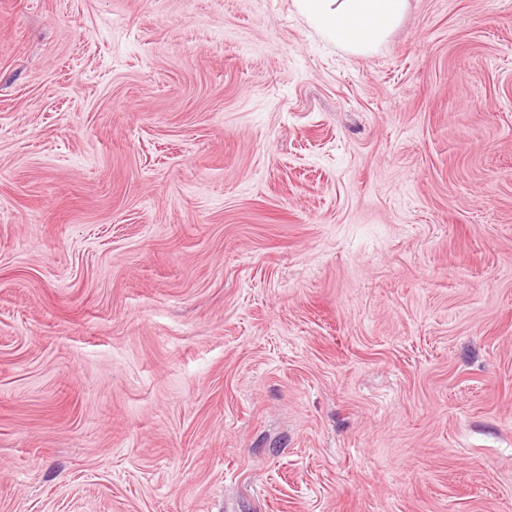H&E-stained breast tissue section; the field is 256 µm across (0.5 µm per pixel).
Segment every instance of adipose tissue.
Instances as JSON below:
<instances>
[{"label":"adipose tissue","mask_w":512,"mask_h":512,"mask_svg":"<svg viewBox=\"0 0 512 512\" xmlns=\"http://www.w3.org/2000/svg\"><path fill=\"white\" fill-rule=\"evenodd\" d=\"M325 37L356 52L375 49L400 16L405 0H295Z\"/></svg>","instance_id":"obj_1"}]
</instances>
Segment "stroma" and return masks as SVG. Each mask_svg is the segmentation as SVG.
I'll use <instances>...</instances> for the list:
<instances>
[{"label": "stroma", "instance_id": "35a3bbf8", "mask_svg": "<svg viewBox=\"0 0 512 512\" xmlns=\"http://www.w3.org/2000/svg\"><path fill=\"white\" fill-rule=\"evenodd\" d=\"M0 512H512V0H0ZM325 37L356 52L375 49L400 16L405 0H295ZM334 5H336L334 7Z\"/></svg>", "mask_w": 512, "mask_h": 512}]
</instances>
